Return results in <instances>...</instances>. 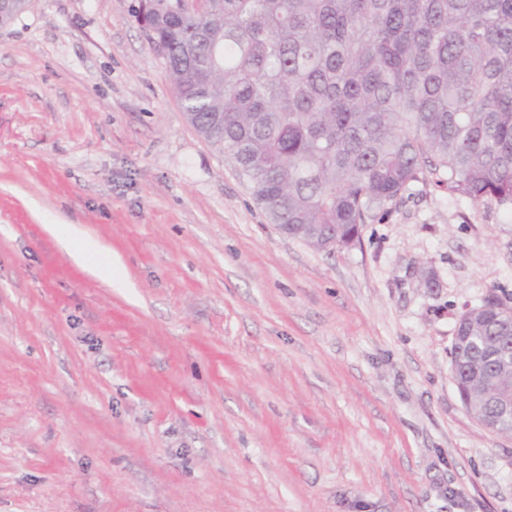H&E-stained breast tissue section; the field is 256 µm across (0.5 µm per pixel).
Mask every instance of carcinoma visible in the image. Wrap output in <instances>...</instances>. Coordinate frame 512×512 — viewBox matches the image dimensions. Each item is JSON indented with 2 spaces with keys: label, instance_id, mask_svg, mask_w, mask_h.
I'll list each match as a JSON object with an SVG mask.
<instances>
[{
  "label": "carcinoma",
  "instance_id": "carcinoma-1",
  "mask_svg": "<svg viewBox=\"0 0 512 512\" xmlns=\"http://www.w3.org/2000/svg\"><path fill=\"white\" fill-rule=\"evenodd\" d=\"M183 111L248 179L269 223L319 250L322 224L351 241L429 176L474 204L512 207V0H139ZM460 332L478 337L452 378L480 418L483 344L512 337L488 297Z\"/></svg>",
  "mask_w": 512,
  "mask_h": 512
}]
</instances>
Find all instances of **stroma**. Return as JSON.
Listing matches in <instances>:
<instances>
[{"instance_id":"obj_1","label":"stroma","mask_w":512,"mask_h":512,"mask_svg":"<svg viewBox=\"0 0 512 512\" xmlns=\"http://www.w3.org/2000/svg\"><path fill=\"white\" fill-rule=\"evenodd\" d=\"M136 4L0 26V512H512L449 356L512 305V213L429 177L352 246L284 237Z\"/></svg>"}]
</instances>
